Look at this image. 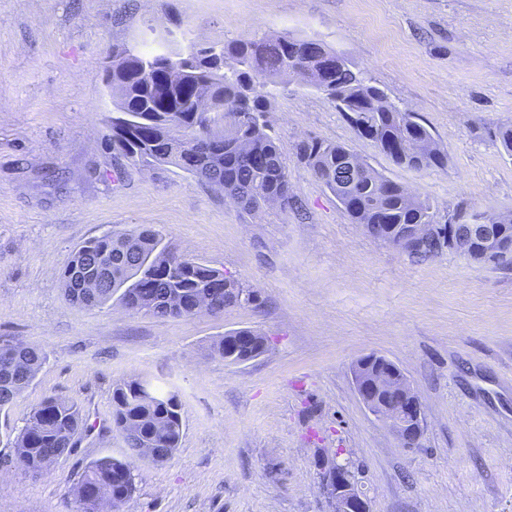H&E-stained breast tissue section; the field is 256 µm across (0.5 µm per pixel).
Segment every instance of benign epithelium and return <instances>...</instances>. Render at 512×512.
Here are the masks:
<instances>
[{"label":"benign epithelium","instance_id":"7a95c632","mask_svg":"<svg viewBox=\"0 0 512 512\" xmlns=\"http://www.w3.org/2000/svg\"><path fill=\"white\" fill-rule=\"evenodd\" d=\"M427 230L424 224H412L397 238H380L400 251L412 248ZM261 349L257 331L235 330L224 354L230 357L256 355ZM357 393L366 409L386 423L406 448L417 447L425 428L422 404L404 373L386 358L371 354L353 367ZM320 489L330 504L329 512H371L369 499L361 495L354 472L336 461L320 472Z\"/></svg>","mask_w":512,"mask_h":512}]
</instances>
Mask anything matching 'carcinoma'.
Instances as JSON below:
<instances>
[{
    "label": "carcinoma",
    "mask_w": 512,
    "mask_h": 512,
    "mask_svg": "<svg viewBox=\"0 0 512 512\" xmlns=\"http://www.w3.org/2000/svg\"><path fill=\"white\" fill-rule=\"evenodd\" d=\"M333 56L318 39L278 36L235 40L197 47L192 53L173 51L161 41L150 51L112 49L105 67L113 101L110 119L112 151L139 168L174 166L214 186L224 197L249 212L277 204L295 206L288 169L279 140L261 117L269 111L273 87L297 79L328 96L338 111L379 150L396 145L392 161L412 170L443 167L447 157L414 112L389 100L370 84L364 72L345 57L330 70L320 67L312 45ZM296 155L335 196L355 224H379L396 237L407 224H429L430 234L412 257L426 259L453 252L452 239L480 245L484 224L465 221L462 207L448 211L440 222L433 205L413 196L403 185L372 168L348 146L316 137L296 144ZM100 270L112 272L106 288H88ZM224 278V292L209 299L210 314L257 301L254 290L224 272L160 244L150 228L127 233L107 232L73 251L60 276L66 299L92 309L118 297L135 313L169 320L191 316L206 287ZM15 356L0 359V411L29 387L45 361L38 346L18 341ZM132 458L155 451L156 462L167 461L183 436L182 401L178 391L164 390L139 377L117 384L112 394V426ZM88 424L74 402L50 396L30 413L10 440L16 462L40 472L68 456ZM133 473L131 462L104 455L91 460L71 488V512H95L82 488L96 486L105 503L112 495V473Z\"/></svg>",
    "instance_id": "carcinoma-1"
}]
</instances>
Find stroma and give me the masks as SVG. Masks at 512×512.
Instances as JSON below:
<instances>
[{
  "instance_id": "obj_1",
  "label": "stroma",
  "mask_w": 512,
  "mask_h": 512,
  "mask_svg": "<svg viewBox=\"0 0 512 512\" xmlns=\"http://www.w3.org/2000/svg\"><path fill=\"white\" fill-rule=\"evenodd\" d=\"M169 47L256 34L313 37L407 107L446 153L395 165L327 97L292 80L265 119L296 208L249 214L175 167L131 168L112 152L103 62L114 45ZM512 0H0V346L47 359L0 411V512H68L76 474L124 457L114 386L179 390L184 435L166 462L134 461L123 512H328L320 460L348 461L372 512H512V263L456 253L415 261L353 223L299 161L317 137L347 145L439 216L512 211ZM159 231L170 248L254 289L219 316L159 320L119 302L71 305L60 273L107 231ZM250 328L265 354L243 364L210 343ZM384 356L425 418L414 448L361 402L352 366ZM77 403L88 436L49 469H21L8 439L48 396Z\"/></svg>"
}]
</instances>
